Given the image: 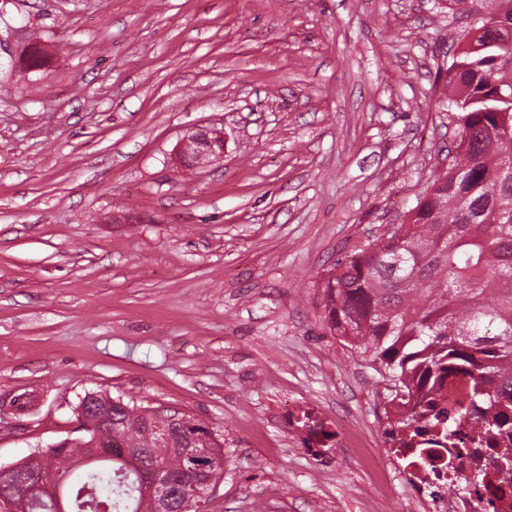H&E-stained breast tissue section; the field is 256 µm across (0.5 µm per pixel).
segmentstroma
<instances>
[{"label":"stroma","instance_id":"stroma-1","mask_svg":"<svg viewBox=\"0 0 512 512\" xmlns=\"http://www.w3.org/2000/svg\"><path fill=\"white\" fill-rule=\"evenodd\" d=\"M471 20L464 0H0V465L77 437L103 391L223 438L205 512H421L362 456L389 382L327 328L320 276L445 166ZM201 126L223 160L179 167ZM295 405L333 432L322 456Z\"/></svg>","mask_w":512,"mask_h":512}]
</instances>
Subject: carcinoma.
<instances>
[{
	"label": "carcinoma",
	"instance_id": "obj_1",
	"mask_svg": "<svg viewBox=\"0 0 512 512\" xmlns=\"http://www.w3.org/2000/svg\"><path fill=\"white\" fill-rule=\"evenodd\" d=\"M491 36L456 50L448 67V107L456 137L448 164L435 172L405 224L377 233L321 276L330 331L371 358L394 381L404 414L390 438L432 424L443 377L470 375L459 415L487 403L481 437L512 429V9L501 0L481 16ZM139 407L103 392L78 406L83 435L42 450L51 491L34 512H153L144 472L171 482L166 512H188L187 468L218 476L224 442L198 419ZM137 457L144 471L122 462ZM21 470L0 473V497L31 482Z\"/></svg>",
	"mask_w": 512,
	"mask_h": 512
}]
</instances>
